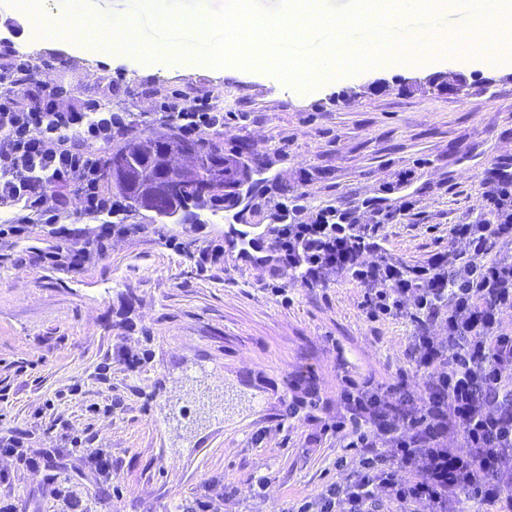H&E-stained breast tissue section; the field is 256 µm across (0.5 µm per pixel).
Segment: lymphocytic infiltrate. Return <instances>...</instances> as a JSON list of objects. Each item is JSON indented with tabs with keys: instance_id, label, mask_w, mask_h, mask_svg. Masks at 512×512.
Segmentation results:
<instances>
[{
	"instance_id": "obj_1",
	"label": "lymphocytic infiltrate",
	"mask_w": 512,
	"mask_h": 512,
	"mask_svg": "<svg viewBox=\"0 0 512 512\" xmlns=\"http://www.w3.org/2000/svg\"><path fill=\"white\" fill-rule=\"evenodd\" d=\"M60 97L47 71L19 64L13 41L0 38V209L13 224L59 223L48 190L69 184L80 216L130 233L116 221L126 204L102 189L108 151L130 130L123 113L65 107ZM159 120L197 137L223 126L224 109L209 92L191 102L177 97ZM485 185L482 207L496 223L453 225L448 249L419 263L386 254L375 201L312 213L295 201L276 203L277 268L304 288L323 286L331 272L345 277L362 288L368 321L409 318L413 365L426 378L416 394L402 377L377 384L343 375L344 412L322 430L352 451L336 464L354 461L355 479L279 512H448L463 501L476 512H512V471L503 467L512 456V329L501 323L512 309V255L496 249L512 242V161L498 163ZM437 324L447 341L433 336ZM452 435L461 447H449Z\"/></svg>"
}]
</instances>
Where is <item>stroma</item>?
<instances>
[{
    "mask_svg": "<svg viewBox=\"0 0 512 512\" xmlns=\"http://www.w3.org/2000/svg\"><path fill=\"white\" fill-rule=\"evenodd\" d=\"M59 3L0 11V38L18 20L17 50L51 65L64 105L98 102L138 131L157 130L164 102L213 92L229 113L225 154L246 149L270 176L249 223H270L286 194L311 210L378 200L388 253L419 262L447 248L453 225L486 221L487 173L512 159V58L397 62L298 88L263 69L74 50L41 32ZM431 76L463 89L422 87ZM125 221L136 232L82 272L0 263V441H20L0 455V501L20 512H277L349 481L320 424L341 411L342 369L423 384L411 322L366 321L348 280L303 288L235 255L222 214L178 224L133 207ZM206 245L224 261L201 272L193 253ZM261 475L270 483L258 486Z\"/></svg>",
    "mask_w": 512,
    "mask_h": 512,
    "instance_id": "obj_1",
    "label": "stroma"
}]
</instances>
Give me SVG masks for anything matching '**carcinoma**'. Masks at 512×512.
Listing matches in <instances>:
<instances>
[{"label": "carcinoma", "mask_w": 512, "mask_h": 512, "mask_svg": "<svg viewBox=\"0 0 512 512\" xmlns=\"http://www.w3.org/2000/svg\"><path fill=\"white\" fill-rule=\"evenodd\" d=\"M194 149L200 161L201 175L189 185H181L171 176L161 175L164 156L169 151ZM244 177L239 161L224 158L223 143L210 138L185 141L174 132L139 133L125 138L112 152L106 164L104 187L107 192H118L143 207L151 194L170 199V207L159 214L172 219L199 203L224 200V188L236 185ZM43 232L40 245H30L36 231ZM11 252L0 253V262L26 261L34 266L49 264L66 272H81L105 254L112 240V225L77 226L61 224L51 228L47 224H26L14 233Z\"/></svg>", "instance_id": "cac0c4a2"}]
</instances>
